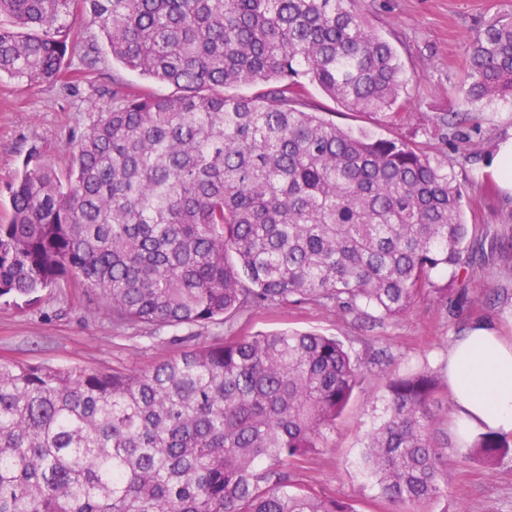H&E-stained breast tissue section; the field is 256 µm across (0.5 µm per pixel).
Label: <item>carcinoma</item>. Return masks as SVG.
<instances>
[{
	"mask_svg": "<svg viewBox=\"0 0 512 512\" xmlns=\"http://www.w3.org/2000/svg\"><path fill=\"white\" fill-rule=\"evenodd\" d=\"M85 16L112 58L175 87L125 91L68 144L32 149L0 224V303L71 280L120 320H230L292 296L378 320L456 309L485 259L448 167L414 142L302 110H405L403 67L361 0H0V78L54 83ZM464 103L512 98V21L471 37ZM273 83L255 96L227 90ZM363 368L335 337L281 330L144 373L0 364V512H355L285 469L311 459ZM361 468L397 512L448 496L424 367L384 375ZM487 466L512 438L472 436Z\"/></svg>",
	"mask_w": 512,
	"mask_h": 512,
	"instance_id": "1",
	"label": "carcinoma"
}]
</instances>
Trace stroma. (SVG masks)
<instances>
[{"label":"stroma","mask_w":512,"mask_h":512,"mask_svg":"<svg viewBox=\"0 0 512 512\" xmlns=\"http://www.w3.org/2000/svg\"><path fill=\"white\" fill-rule=\"evenodd\" d=\"M363 6L403 65L405 111L398 117L350 112L316 90L306 111L324 113L345 129L416 141L432 162L447 165L462 187L467 223L489 241L512 235V195L505 194L491 171L499 144L512 139V100L471 112L449 131L440 123L462 101L472 33L495 18L512 20V0H364ZM70 71V78L58 83L0 80L1 200L7 199L30 150L65 171L69 140L87 129L93 113L111 106L115 90L132 86L158 95L172 92L171 86L145 79L104 52L94 69L74 65ZM460 148L473 155V162L458 163ZM469 289L472 301L464 313H451L425 296L407 316L376 325L356 320L329 301L290 300L246 309L227 324L158 329L115 319L94 291L64 286L40 291L33 309L0 304V363L140 373L184 349L231 336L294 329L336 337L365 362L368 377L335 428L326 431L318 454L293 470L291 478L343 499L355 512H392L357 467L358 436L382 409V371L440 370L449 345L473 323L512 337V256L496 255L475 268ZM446 452L451 461L448 495L427 503L428 512H512V457L489 469L466 459L465 449L450 446Z\"/></svg>","instance_id":"stroma-1"}]
</instances>
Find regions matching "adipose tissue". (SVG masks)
I'll return each mask as SVG.
<instances>
[{"mask_svg":"<svg viewBox=\"0 0 512 512\" xmlns=\"http://www.w3.org/2000/svg\"><path fill=\"white\" fill-rule=\"evenodd\" d=\"M444 369L462 436L512 433V339L482 324L470 327L449 348Z\"/></svg>","mask_w":512,"mask_h":512,"instance_id":"ef3b65f1","label":"adipose tissue"}]
</instances>
